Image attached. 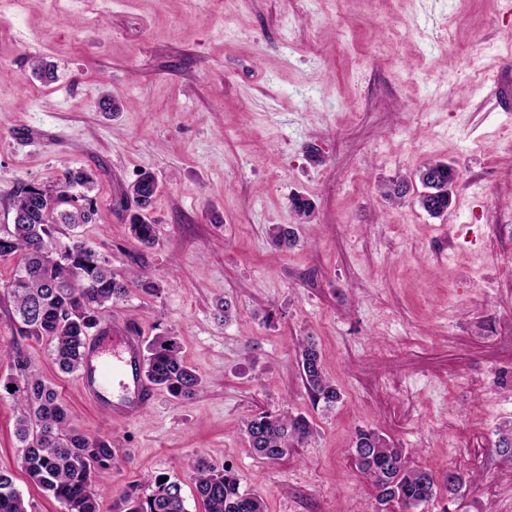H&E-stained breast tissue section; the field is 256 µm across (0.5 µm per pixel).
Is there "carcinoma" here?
<instances>
[{
	"instance_id": "cac0c4a2",
	"label": "carcinoma",
	"mask_w": 512,
	"mask_h": 512,
	"mask_svg": "<svg viewBox=\"0 0 512 512\" xmlns=\"http://www.w3.org/2000/svg\"><path fill=\"white\" fill-rule=\"evenodd\" d=\"M418 178L424 188L419 204L432 216L442 215L450 206L448 188L454 184V170L443 162L429 163L419 170ZM93 185L92 174L80 170L65 172L63 179L50 186L23 183L13 200V222L0 225V258L17 262L13 278L0 285V297L10 302L9 315L19 336L51 338L54 361L64 373L80 369L87 340L100 329L101 314L123 299L130 285L146 293L157 291L155 283L141 273L127 280L118 278L112 261L79 236H72L67 244L58 240L57 225L74 230L91 221L93 201L87 190ZM135 186L140 188L139 212L130 218V232L150 245L157 239V227L146 211L159 185L153 176L145 175ZM270 233L279 246L296 241L290 226L274 227ZM7 357L12 373L3 389L16 398L15 434L22 468L64 512H98L95 488L116 456L112 442L91 438L71 426L57 391L30 370L20 349ZM301 367L312 403L334 406L340 393L324 374L315 343L302 348ZM143 369L153 385L181 403L192 400L202 388L201 377L188 366L174 336L158 335L147 343ZM11 385L15 389H9ZM245 432L254 452L273 460L305 441L311 429L303 416L264 411L245 422ZM354 453L358 467L374 479L378 505L395 502L417 509L436 497L433 476L408 469L402 451L379 434L358 431ZM191 478L204 512H265L263 499L241 490L237 475L225 466L219 468L199 457ZM147 487L150 493L144 497L119 493L114 512H186L180 481L159 474L147 481ZM0 512H28L12 477L2 472Z\"/></svg>"
}]
</instances>
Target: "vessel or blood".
Listing matches in <instances>:
<instances>
[{
    "label": "vessel or blood",
    "instance_id": "obj_1",
    "mask_svg": "<svg viewBox=\"0 0 512 512\" xmlns=\"http://www.w3.org/2000/svg\"><path fill=\"white\" fill-rule=\"evenodd\" d=\"M136 335L132 327L116 331L103 328L89 346L79 374L85 391L99 401L112 384H120L127 398L117 412L127 418L137 416L153 397L149 381L140 368Z\"/></svg>",
    "mask_w": 512,
    "mask_h": 512
}]
</instances>
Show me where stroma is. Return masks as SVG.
I'll use <instances>...</instances> for the list:
<instances>
[{
	"label": "stroma",
	"mask_w": 512,
	"mask_h": 512,
	"mask_svg": "<svg viewBox=\"0 0 512 512\" xmlns=\"http://www.w3.org/2000/svg\"><path fill=\"white\" fill-rule=\"evenodd\" d=\"M37 58L57 81L33 76ZM436 161L457 170L438 217L417 178ZM75 169L96 180L82 239L159 286L103 320L177 337L205 381L188 403L158 390L144 417L112 421L0 302V349L20 348L72 425L118 450L98 512L161 473L203 512L200 456L266 512H375L360 428L440 485L417 512H512V461L495 451L512 425V0H19L0 19V224L19 183ZM145 173L151 246L129 231ZM292 223L298 243L275 247L270 228ZM308 341L333 408L311 402ZM266 410L304 415L312 437L257 458L243 423ZM15 418L0 396V471L29 512H62L22 469Z\"/></svg>",
	"instance_id": "stroma-1"
}]
</instances>
